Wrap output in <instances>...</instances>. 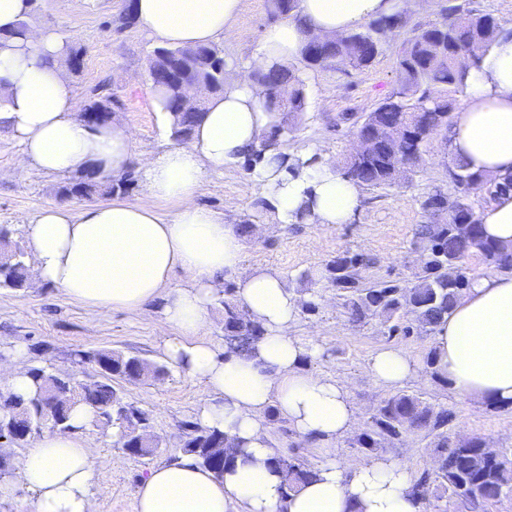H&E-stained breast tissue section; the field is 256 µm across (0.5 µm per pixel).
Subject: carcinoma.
Wrapping results in <instances>:
<instances>
[{"instance_id":"carcinoma-1","label":"carcinoma","mask_w":512,"mask_h":512,"mask_svg":"<svg viewBox=\"0 0 512 512\" xmlns=\"http://www.w3.org/2000/svg\"><path fill=\"white\" fill-rule=\"evenodd\" d=\"M386 24L387 18L383 17L363 30L339 35L315 48L306 45L302 59L311 64L338 62L354 69L366 68L376 58L371 53L372 47L382 43L387 34ZM504 31L506 26L492 14L461 4L448 8L446 21L413 29L397 56V90L367 113L357 128L358 134L370 137V151L348 157L343 176L372 189L390 186L416 167L429 136L441 129L448 130L454 109L452 93L464 87L469 69L479 66L483 53ZM169 54L181 57L183 80L207 83L216 93L224 90L226 62L222 51L211 45L159 46L153 51L149 66L151 85L162 94L164 107L172 117L171 136L177 141H187L204 117V109L182 102L180 81L167 79ZM254 78L271 90L291 87L284 111H304L303 83L292 70L258 71ZM448 176L457 194L437 191L424 201L425 209L448 213V223L420 224L415 229L416 244L427 252V260L413 280L366 285L360 280L361 269L366 265L360 255L342 254L327 264L326 279L336 288L349 322L361 324L378 318L390 338L427 335L471 288L475 277L465 266L467 257L480 256L500 272L512 271V249L484 237L479 215L466 195L470 187L481 185L493 198L511 192L512 175L489 177L472 173L454 160L448 166ZM131 180L128 174L116 182L90 170L60 186L58 195L112 196L125 192ZM5 254V261L0 264V289L27 288L26 253L15 249ZM218 302L224 309V340L229 352H250L263 336V329L238 301L235 284H224ZM76 357L80 363H95L100 369V379L69 383L44 367L29 369L35 387L33 393L26 398L0 393V435H11L21 445L29 437L15 433V426L32 429L46 421L59 431H71L73 409L83 403L93 408L92 426L104 433L117 429L115 446L134 457L152 455L159 440L149 430V414L124 401L112 381L156 380L166 374L165 366L112 349L79 351ZM69 384L76 389V395L46 408L45 394L49 388ZM453 419L448 407L418 393L399 391L379 401L365 429L352 439L351 447L370 457L387 444L411 435L421 436L433 448V466L411 479L409 495L418 512H434L442 500L464 505L469 512H487L489 505L512 493V453L502 449L494 455L486 453L485 439L479 436H472L464 443L452 440ZM181 451L218 478L224 476L226 465L234 462V456L224 446V433L200 424L188 425ZM273 466L281 472L287 493L297 491L317 476V466L294 451L277 454Z\"/></svg>"}]
</instances>
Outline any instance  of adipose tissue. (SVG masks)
Segmentation results:
<instances>
[{
    "mask_svg": "<svg viewBox=\"0 0 512 512\" xmlns=\"http://www.w3.org/2000/svg\"><path fill=\"white\" fill-rule=\"evenodd\" d=\"M426 0H299L295 15L265 30L253 55L257 68L288 65L312 36H336L398 8L426 7ZM242 0H136L138 20L165 45L195 47L230 37ZM28 0H0V133L18 140L21 163L54 175L88 168L123 178L130 167L132 136L107 126L90 130L77 117L66 73L63 42L49 30L18 26ZM281 109L247 73H226L222 92L209 95L202 121L188 145L143 159L146 202L115 200L80 212L52 207L24 220L37 282L57 287L86 308L143 311L163 306L157 325L166 333L167 361L207 385L212 397L198 413L202 425L223 431L237 453L233 468L216 478L188 455L152 468L137 489L136 512H417L408 494L407 468L382 455L348 467L332 444L357 421L349 388L305 370L314 355L291 331L296 297L281 276L243 266L244 239L196 201L209 168L250 160L256 198L269 203L281 224H346L361 202V188L344 178L316 148L289 152L269 143ZM453 156L470 171L512 173V35L500 34L470 69L462 105L450 134ZM176 202L170 215L155 205ZM489 240L512 245V192L480 213ZM182 271L184 283L169 289ZM263 328L252 352L217 349L203 334L209 305L225 281ZM437 368L461 395L512 408V275L477 278L433 334ZM398 348L379 351L369 364L373 382L398 387L416 372ZM276 408L296 433L323 445L318 475L284 494L271 465L276 454L267 411ZM90 407L79 406L71 432H51L27 448L13 478L0 480V502L18 489L30 498L20 512H95L91 488L98 465L78 427Z\"/></svg>",
    "mask_w": 512,
    "mask_h": 512,
    "instance_id": "obj_1",
    "label": "adipose tissue"
}]
</instances>
